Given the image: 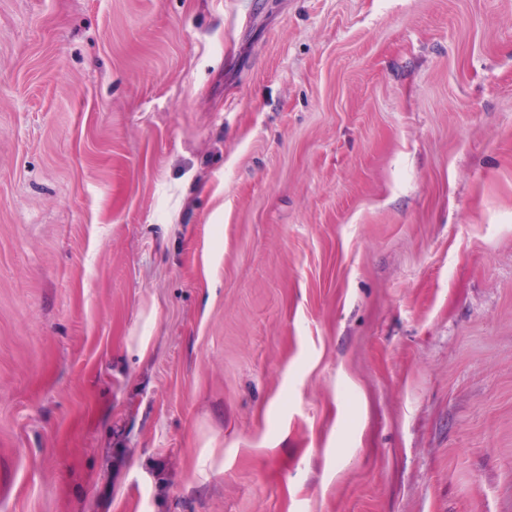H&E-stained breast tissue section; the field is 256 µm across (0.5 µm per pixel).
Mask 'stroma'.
Wrapping results in <instances>:
<instances>
[{
    "instance_id": "1",
    "label": "stroma",
    "mask_w": 512,
    "mask_h": 512,
    "mask_svg": "<svg viewBox=\"0 0 512 512\" xmlns=\"http://www.w3.org/2000/svg\"><path fill=\"white\" fill-rule=\"evenodd\" d=\"M0 512H512V0H0Z\"/></svg>"
}]
</instances>
